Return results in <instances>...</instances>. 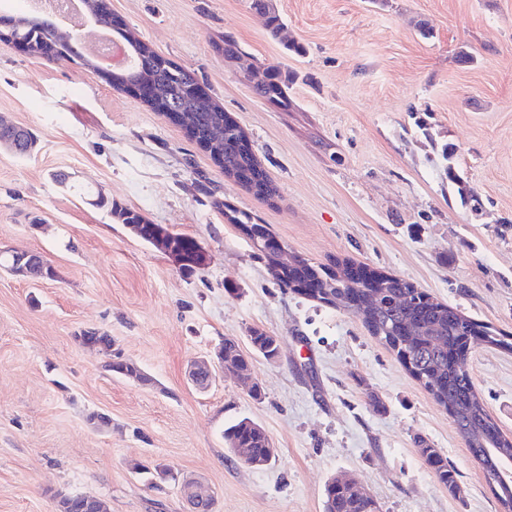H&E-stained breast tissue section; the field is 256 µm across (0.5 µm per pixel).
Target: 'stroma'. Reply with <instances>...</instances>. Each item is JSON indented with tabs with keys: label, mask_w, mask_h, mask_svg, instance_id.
Instances as JSON below:
<instances>
[{
	"label": "stroma",
	"mask_w": 512,
	"mask_h": 512,
	"mask_svg": "<svg viewBox=\"0 0 512 512\" xmlns=\"http://www.w3.org/2000/svg\"><path fill=\"white\" fill-rule=\"evenodd\" d=\"M110 3L127 32L195 71L277 194L225 177L101 73L0 41V115L37 138L24 157L0 148V252L56 271L32 281L0 268V512H53L58 492L106 498L111 512H189L184 478L213 489L215 512H322L338 476L381 512H499L451 418L395 353L356 315L280 287L221 208L251 214L315 265L367 264L511 335L512 0H268L279 39L252 0ZM260 64L291 75L287 105L255 93L246 70ZM448 142L481 211L448 186ZM100 196L193 236L205 265L180 272ZM252 327L279 340L278 357L252 353ZM89 329L151 384L107 371L105 354L78 341ZM227 336L251 356L249 381L219 371L197 391L190 365ZM466 368L512 436V353L477 344ZM92 413L109 426L89 425ZM242 417L270 438L265 466L224 443ZM422 440L447 456L459 494L438 484ZM133 459L174 477L150 486Z\"/></svg>",
	"instance_id": "35a3bbf8"
}]
</instances>
